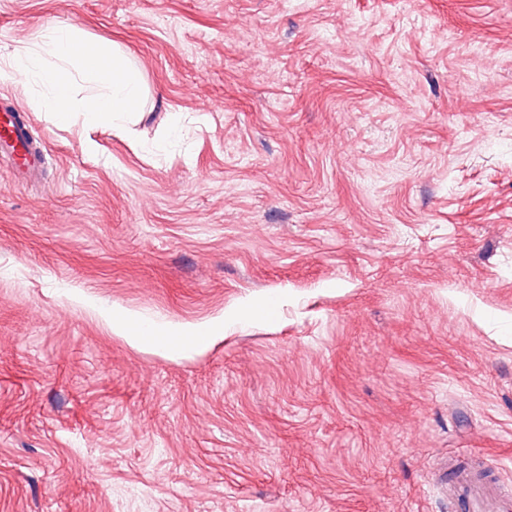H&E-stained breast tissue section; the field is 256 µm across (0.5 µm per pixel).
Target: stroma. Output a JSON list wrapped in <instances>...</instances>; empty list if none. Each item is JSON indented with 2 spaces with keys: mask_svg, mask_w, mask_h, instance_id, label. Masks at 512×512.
Instances as JSON below:
<instances>
[{
  "mask_svg": "<svg viewBox=\"0 0 512 512\" xmlns=\"http://www.w3.org/2000/svg\"><path fill=\"white\" fill-rule=\"evenodd\" d=\"M51 22L145 106L89 131L0 80L42 156L0 153V512L512 495V0H0V55ZM112 325L119 329L131 343L140 345L156 344L157 331L146 324L137 322L128 315L112 312ZM191 329H183L168 334L164 347L169 350L186 351L200 346L202 336ZM481 491L485 497H476L474 492ZM493 495L495 497H486ZM452 497H467L472 500L473 507L470 512H481L484 498L487 499L489 507L497 512H509V501L512 507V497L503 493L495 482L486 477L472 478L459 475L454 486Z\"/></svg>",
  "mask_w": 512,
  "mask_h": 512,
  "instance_id": "35a3bbf8",
  "label": "stroma"
}]
</instances>
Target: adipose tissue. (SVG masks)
Wrapping results in <instances>:
<instances>
[{
  "instance_id": "adipose-tissue-1",
  "label": "adipose tissue",
  "mask_w": 512,
  "mask_h": 512,
  "mask_svg": "<svg viewBox=\"0 0 512 512\" xmlns=\"http://www.w3.org/2000/svg\"><path fill=\"white\" fill-rule=\"evenodd\" d=\"M0 77L37 87L38 107L63 125L78 115L88 128L117 133L118 117L143 107L138 70L118 49L70 24L44 26L34 42L0 60Z\"/></svg>"
}]
</instances>
